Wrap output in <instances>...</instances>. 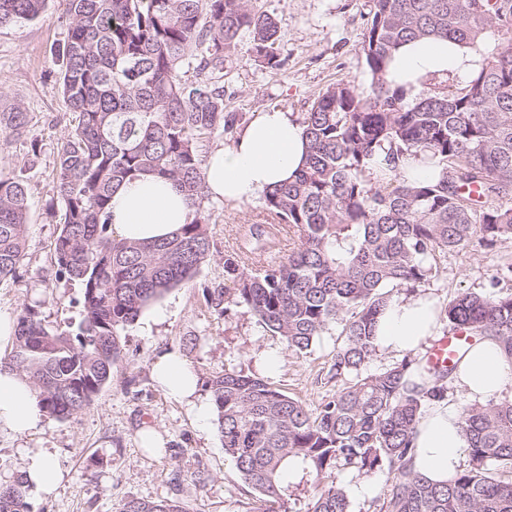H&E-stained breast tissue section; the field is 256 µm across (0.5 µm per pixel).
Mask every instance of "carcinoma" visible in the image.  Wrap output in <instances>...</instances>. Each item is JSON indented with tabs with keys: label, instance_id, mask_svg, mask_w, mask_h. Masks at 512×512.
Masks as SVG:
<instances>
[{
	"label": "carcinoma",
	"instance_id": "obj_1",
	"mask_svg": "<svg viewBox=\"0 0 512 512\" xmlns=\"http://www.w3.org/2000/svg\"><path fill=\"white\" fill-rule=\"evenodd\" d=\"M49 0H0V26L30 22ZM70 19L58 51L61 91L75 124L57 151L62 203L54 244L58 273L82 286L79 319L66 330L24 305L0 367L24 375L40 408L67 419L89 405L123 354L122 334L211 256V221L200 152L214 134L233 136L224 111V61L249 38L252 61L276 70V16L253 0H60ZM445 38L480 54L464 85L441 82L407 101L385 81L393 51ZM368 96L341 82L315 97L303 123L304 167L264 197L262 221L224 253V287L206 290L218 313L248 307L288 349L308 353L340 325L327 376L344 387L314 409L264 380L226 371L210 380L224 453L265 512H351L337 474L387 471L379 512H512V399L462 407L468 468L444 485L412 468L419 419L447 392L464 353L498 346L512 369V294L458 293L441 310L466 343L453 362H401L365 372L373 325L389 288L422 283L430 258L477 242L512 238V0H372L361 45ZM19 105L0 109V133L21 137ZM438 170L431 181L397 171L407 162ZM144 173L170 180L194 219L175 236L129 242L106 221L112 194ZM24 182L0 177V281L25 255ZM288 230L300 245L272 258ZM427 375L416 384L413 367ZM23 476L0 484V512H31ZM120 512H183L172 500L125 502Z\"/></svg>",
	"mask_w": 512,
	"mask_h": 512
}]
</instances>
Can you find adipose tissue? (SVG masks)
Wrapping results in <instances>:
<instances>
[{
  "instance_id": "1",
  "label": "adipose tissue",
  "mask_w": 512,
  "mask_h": 512,
  "mask_svg": "<svg viewBox=\"0 0 512 512\" xmlns=\"http://www.w3.org/2000/svg\"><path fill=\"white\" fill-rule=\"evenodd\" d=\"M482 58L448 39H421L399 47L390 58L385 78L407 100L420 97L432 79L468 77L480 70ZM308 140L296 115L271 109L240 129L217 149L205 166L210 196L238 206L264 198L274 185L290 180L302 167ZM193 212L173 185L144 174L125 182L113 194L109 222L120 238L146 242L165 238L189 223ZM435 299L420 296L395 301L375 325L374 345L384 353L408 354L427 345L438 330ZM153 376L169 396L191 400L197 377L177 354L165 352L153 363ZM453 386L471 401L484 403L512 391V374L505 370L498 347L484 342L472 347L459 365ZM44 421L34 388L18 372L0 371V433L26 436ZM412 466L427 480L448 482L465 461L466 436L455 403L447 397L431 402L420 418Z\"/></svg>"
}]
</instances>
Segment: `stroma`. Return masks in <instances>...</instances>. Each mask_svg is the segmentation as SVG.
<instances>
[{
    "label": "stroma",
    "mask_w": 512,
    "mask_h": 512,
    "mask_svg": "<svg viewBox=\"0 0 512 512\" xmlns=\"http://www.w3.org/2000/svg\"><path fill=\"white\" fill-rule=\"evenodd\" d=\"M279 22L281 70L256 66L246 47L224 63L226 111L248 124L276 108L304 115L314 97L350 81L368 92L371 77L361 53L370 0H255ZM69 30L58 0H49L37 20L0 28V105H19L32 120L21 138L0 135V173L22 179L29 213L25 258L15 278L0 282V306L19 313L37 303L51 327L64 329L79 318L78 282L56 275L53 259L61 204L54 189L56 147L73 127L59 90L55 49ZM211 256L191 280L169 290L145 309L123 337V359L111 381L77 415L45 418L24 437L0 435V482L23 473L29 450L56 460L63 479L52 495L30 494L33 512H119L131 499L175 500L186 512H262L259 496L224 454L213 418L196 419L189 406L153 382L154 357L176 351L196 372L198 400L211 404L208 382L224 371L263 378L315 407L340 385L326 379L340 342L338 329L318 337L299 356L265 331L243 305L226 314L209 307L206 291L224 285V251L262 218L255 201L236 207L210 200ZM512 262V240L494 249L475 245L437 257L430 280L394 289V297L427 294L447 304L462 291L486 290L497 268ZM277 358L275 367L264 363ZM152 427L164 442L157 454L142 448L140 431ZM387 475L352 468L337 477L351 512H379Z\"/></svg>",
    "instance_id": "1"
}]
</instances>
